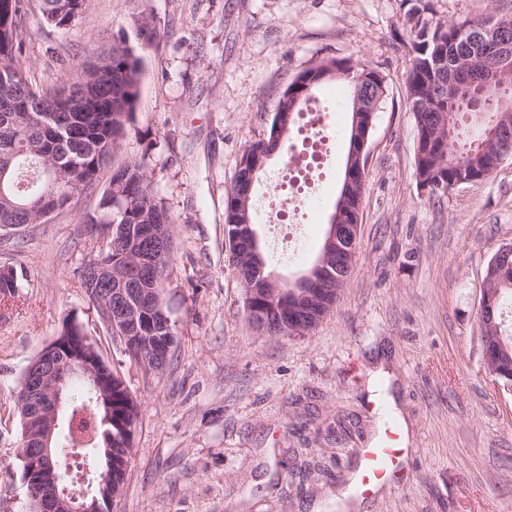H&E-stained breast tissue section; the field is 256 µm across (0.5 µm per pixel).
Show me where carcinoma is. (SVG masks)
I'll use <instances>...</instances> for the list:
<instances>
[{"label": "carcinoma", "instance_id": "cac0c4a2", "mask_svg": "<svg viewBox=\"0 0 512 512\" xmlns=\"http://www.w3.org/2000/svg\"><path fill=\"white\" fill-rule=\"evenodd\" d=\"M406 5L411 53L407 78V100L414 113L417 138L427 150L423 164L415 175L441 177V193L448 192L449 181L461 172L477 171L491 176L494 173L495 142L506 133L512 134V116L489 112L483 108L470 111L473 127L478 131L474 148H463L436 135L432 113L445 105L423 107L428 98L431 76L429 62L436 51L431 37H425L427 24L444 27V36L452 39L475 32L486 19L442 21L434 18L430 0H402ZM37 6L45 23L66 31L82 16L83 0H0V70L12 72L14 80L0 85V227L15 224H36L46 200L62 210L73 204L76 195L94 186L100 169L120 146L126 124L139 96L141 82L140 58L135 49L124 42L90 56V67L82 77L69 85L70 97L61 98L63 89L46 90L33 84L26 66L27 33L22 18ZM312 68L300 72L281 94L276 111L297 114L288 92L299 80L310 75ZM466 78L486 96L497 94V87L486 85L482 69L472 65ZM290 133L284 137L269 132L266 139L246 147L239 163L235 183L227 193L225 224L228 237L245 236V220L237 210L236 195L249 186L248 171L259 151L285 152ZM90 233H98L99 249L94 264L112 266V286L126 288L163 289L172 260L173 224L171 215L154 192L144 159L112 171L98 209L84 217ZM164 225V242L141 233L142 225ZM238 278L248 287L257 289L246 315L261 312L270 324L269 333H279V320L270 302V289L282 288L288 294V307L301 306L303 289L293 282H264L254 280L248 261L241 254L230 252ZM23 270L10 265L0 266V303L19 295L24 281ZM484 287L496 295L494 312L479 314L481 336L500 335L503 347L485 368V373H499L501 384L507 383L502 373L512 370V320H505V304H512V265H502L492 272ZM168 310L163 301L152 305L142 315L146 325L156 329V335L166 344L175 345V332L164 326ZM87 385L67 394V407L59 434L62 462L81 456L93 460V449L105 447L106 427L102 413L86 411ZM139 413L137 400L130 395L119 372L112 371V474L113 486L124 484L132 454L131 435Z\"/></svg>", "mask_w": 512, "mask_h": 512}]
</instances>
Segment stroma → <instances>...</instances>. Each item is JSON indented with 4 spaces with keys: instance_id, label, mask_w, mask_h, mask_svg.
Here are the masks:
<instances>
[{
    "instance_id": "stroma-1",
    "label": "stroma",
    "mask_w": 512,
    "mask_h": 512,
    "mask_svg": "<svg viewBox=\"0 0 512 512\" xmlns=\"http://www.w3.org/2000/svg\"><path fill=\"white\" fill-rule=\"evenodd\" d=\"M444 20L512 16V0H430ZM150 20L157 37L142 44ZM33 81L72 82L89 53L124 40L142 59L122 148L94 188L41 224L0 228V265L24 268L0 305V512H27L17 399L28 362L77 318L140 404L113 512H336L364 449L394 426L406 464L365 512H512V393L479 369V291L512 244V158L482 184L420 191L401 0H84L67 31L25 19ZM349 59L384 77L368 141L354 271L307 336L250 325L228 261L224 201L245 147L267 137L288 83ZM316 194L298 223L256 217L268 267L295 280L315 261L342 184L348 92L316 89ZM140 159L173 218L163 292L176 344L168 364L130 363L101 325L77 272L96 255L84 224L114 167Z\"/></svg>"
}]
</instances>
